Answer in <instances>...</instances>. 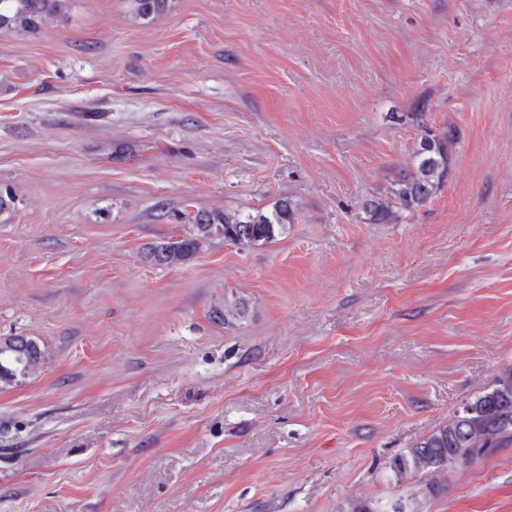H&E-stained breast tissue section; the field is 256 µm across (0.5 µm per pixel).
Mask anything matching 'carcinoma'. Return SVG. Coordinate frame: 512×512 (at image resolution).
<instances>
[{"label":"carcinoma","mask_w":512,"mask_h":512,"mask_svg":"<svg viewBox=\"0 0 512 512\" xmlns=\"http://www.w3.org/2000/svg\"><path fill=\"white\" fill-rule=\"evenodd\" d=\"M128 13L147 23L167 14L173 0H124ZM69 0H0V33L34 34L46 23L65 16ZM456 139L454 127L444 134L423 133L410 161L401 167L379 195L363 205L368 224H396L402 214L431 200L449 176L450 152ZM296 219L288 199L278 201L268 212L243 214L239 211L204 212L193 217V230L175 240L148 249V258L157 266L184 263L197 254L204 243L222 237L242 247H262L288 233ZM8 350L0 356V384L11 385L29 376L28 358L40 361L44 349L28 336H10ZM512 442V364L501 368L492 387L467 402L463 410L421 442L391 459L388 468L393 480L408 476L446 474ZM345 512H382L378 502L357 498L347 503Z\"/></svg>","instance_id":"cac0c4a2"}]
</instances>
